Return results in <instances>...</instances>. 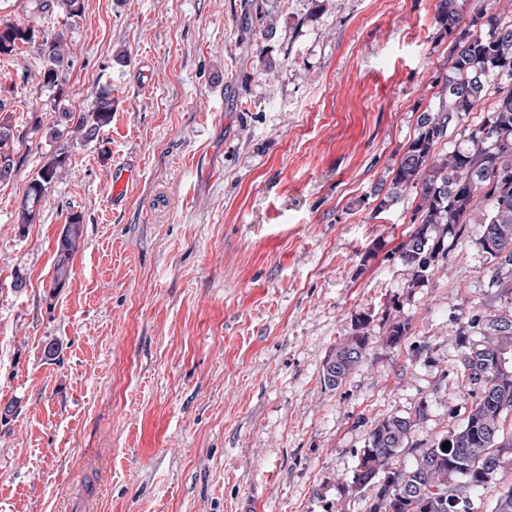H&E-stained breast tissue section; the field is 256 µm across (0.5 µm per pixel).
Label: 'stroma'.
<instances>
[{"mask_svg":"<svg viewBox=\"0 0 512 512\" xmlns=\"http://www.w3.org/2000/svg\"><path fill=\"white\" fill-rule=\"evenodd\" d=\"M435 3L83 0L70 21L0 0L37 38L0 57L20 139L0 183V512H71L87 470L88 512H365L346 483L375 421L426 406L420 448L463 422L457 316L501 308L477 228L412 288L394 251L413 194L373 212L448 74ZM60 33L70 65L48 89L39 43ZM104 89L111 124L18 224L50 126ZM118 163L135 177L116 210ZM74 213L85 245L54 294ZM364 313L366 359L325 387ZM411 319H403L389 324L385 331V339L382 341L381 348L388 351L401 346L407 336H411Z\"/></svg>","mask_w":512,"mask_h":512,"instance_id":"stroma-1","label":"stroma"}]
</instances>
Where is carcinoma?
<instances>
[{
	"mask_svg": "<svg viewBox=\"0 0 512 512\" xmlns=\"http://www.w3.org/2000/svg\"><path fill=\"white\" fill-rule=\"evenodd\" d=\"M30 2L35 13L56 5L69 19L83 10L82 0ZM467 2L436 0L435 22L448 37L449 74L438 105L420 115L390 183L375 189L374 213L390 208L407 190L418 198L413 230L395 252L410 271V288L433 275L467 225H478L479 245L502 307L486 319L470 310L457 317V376L472 398L462 425L448 427L424 448L409 444L413 429L427 417L423 405L410 415H385L371 426L347 483L348 492L365 501L366 512H475L482 491L504 470L500 454L507 452L512 461V430H507L512 415V10L485 6L470 11ZM34 41L29 25L0 26V56ZM44 59L40 77L52 87L69 62L63 35L50 41ZM478 110L486 116L465 129L462 142L445 148L451 128ZM72 121L77 140L66 136ZM111 122L108 92L77 116L60 113L49 136L62 144L29 183L17 223H32L37 205L65 165L69 142H92ZM16 150L10 116H0V182L14 172ZM83 244L81 217L72 214L57 241L51 292L65 287L70 261ZM369 320L368 314L355 317L353 333L336 343L323 365L324 385L340 387L366 359ZM411 331L409 318L390 323L382 349L401 346ZM446 442L448 449L442 448ZM405 453L412 455L408 465L400 461Z\"/></svg>",
	"mask_w": 512,
	"mask_h": 512,
	"instance_id": "obj_1",
	"label": "carcinoma"
}]
</instances>
